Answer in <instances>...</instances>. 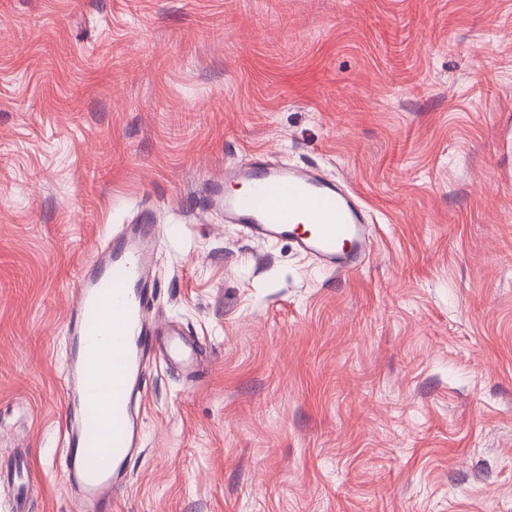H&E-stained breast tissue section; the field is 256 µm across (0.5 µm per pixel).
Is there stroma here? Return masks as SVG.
<instances>
[{"mask_svg":"<svg viewBox=\"0 0 512 512\" xmlns=\"http://www.w3.org/2000/svg\"><path fill=\"white\" fill-rule=\"evenodd\" d=\"M512 0H0V467L60 470L72 290L154 212L161 328L112 512H512ZM372 215L336 274L224 221L226 163Z\"/></svg>","mask_w":512,"mask_h":512,"instance_id":"1","label":"stroma"}]
</instances>
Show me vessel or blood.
I'll return each mask as SVG.
<instances>
[{
    "label": "vessel or blood",
    "mask_w": 512,
    "mask_h": 512,
    "mask_svg": "<svg viewBox=\"0 0 512 512\" xmlns=\"http://www.w3.org/2000/svg\"><path fill=\"white\" fill-rule=\"evenodd\" d=\"M224 176L248 192L224 197V217L269 245L293 240L298 252L336 273L362 269L371 220L350 189L312 168L265 160ZM154 224L144 215L104 240L75 287L72 352L66 378V480L79 488V512H107L125 464L140 449L133 400L160 334L151 314ZM26 458L7 474L21 495L32 489Z\"/></svg>",
    "instance_id": "vessel-or-blood-1"
}]
</instances>
